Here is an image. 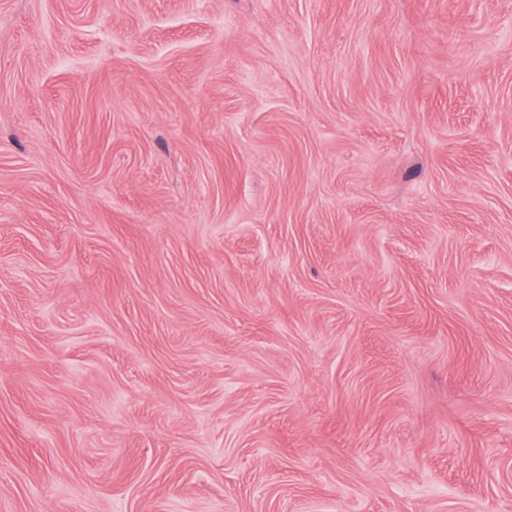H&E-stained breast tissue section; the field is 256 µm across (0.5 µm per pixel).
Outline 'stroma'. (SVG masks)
<instances>
[{
    "label": "stroma",
    "instance_id": "35a3bbf8",
    "mask_svg": "<svg viewBox=\"0 0 512 512\" xmlns=\"http://www.w3.org/2000/svg\"><path fill=\"white\" fill-rule=\"evenodd\" d=\"M0 512H512V0H0Z\"/></svg>",
    "mask_w": 512,
    "mask_h": 512
}]
</instances>
